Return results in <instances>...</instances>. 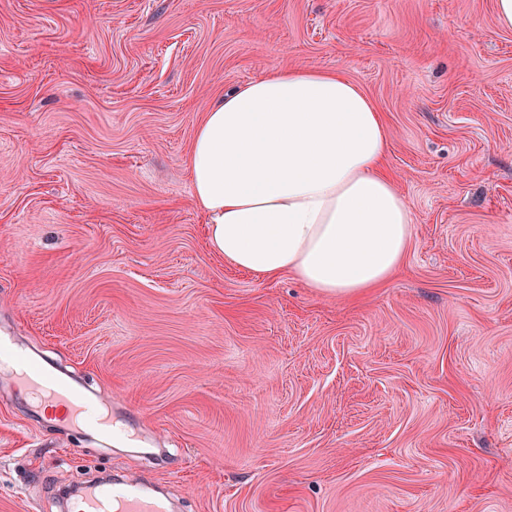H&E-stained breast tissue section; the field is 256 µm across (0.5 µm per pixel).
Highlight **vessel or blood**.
<instances>
[{"label": "vessel or blood", "instance_id": "1", "mask_svg": "<svg viewBox=\"0 0 512 512\" xmlns=\"http://www.w3.org/2000/svg\"><path fill=\"white\" fill-rule=\"evenodd\" d=\"M0 375L31 396L34 408L57 410L69 427L89 426L107 432L110 421L104 414V398L55 364L35 367L27 350L8 333L0 335ZM68 512H172V508L166 496L116 481L84 486Z\"/></svg>", "mask_w": 512, "mask_h": 512}]
</instances>
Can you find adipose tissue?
<instances>
[{"instance_id":"adipose-tissue-1","label":"adipose tissue","mask_w":512,"mask_h":512,"mask_svg":"<svg viewBox=\"0 0 512 512\" xmlns=\"http://www.w3.org/2000/svg\"><path fill=\"white\" fill-rule=\"evenodd\" d=\"M381 113L346 77L282 69L205 112L187 161L211 249L258 277H293L328 298L386 283L411 237L384 170Z\"/></svg>"}]
</instances>
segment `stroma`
Segmentation results:
<instances>
[{"label":"stroma","instance_id":"obj_1","mask_svg":"<svg viewBox=\"0 0 512 512\" xmlns=\"http://www.w3.org/2000/svg\"><path fill=\"white\" fill-rule=\"evenodd\" d=\"M287 68L382 112L412 216L354 301L210 248L213 101ZM84 376L151 468L0 377V512L125 472L181 512H512V30L494 0H0V329Z\"/></svg>","mask_w":512,"mask_h":512}]
</instances>
